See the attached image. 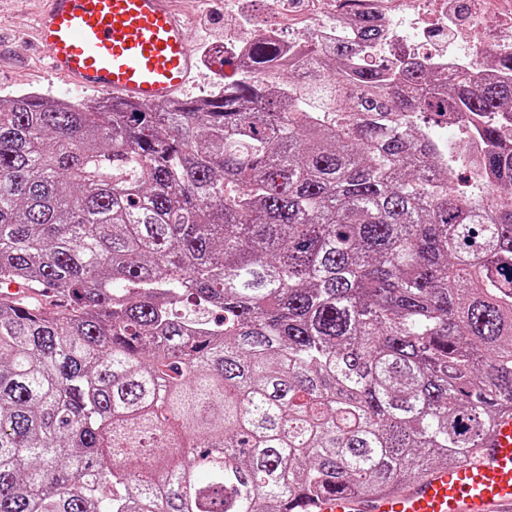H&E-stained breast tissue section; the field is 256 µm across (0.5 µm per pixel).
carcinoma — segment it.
<instances>
[{"label":"carcinoma","mask_w":512,"mask_h":512,"mask_svg":"<svg viewBox=\"0 0 512 512\" xmlns=\"http://www.w3.org/2000/svg\"><path fill=\"white\" fill-rule=\"evenodd\" d=\"M304 54L216 49L222 87L155 107L0 98V512H299L512 408V77ZM452 147L467 163H474L480 152V145L473 143L464 127L455 126L451 129Z\"/></svg>","instance_id":"obj_1"}]
</instances>
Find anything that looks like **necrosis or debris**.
I'll list each match as a JSON object with an SVG mask.
<instances>
[{"label": "necrosis or debris", "mask_w": 512, "mask_h": 512, "mask_svg": "<svg viewBox=\"0 0 512 512\" xmlns=\"http://www.w3.org/2000/svg\"><path fill=\"white\" fill-rule=\"evenodd\" d=\"M265 4L277 17V24L259 27L243 10L232 11L236 23L224 36L229 53L247 56L253 42L263 38L279 45L282 58L295 62L305 40H313L326 49L351 29L343 15L334 14L330 0L316 2V12L327 18L319 25L298 14L287 0H265ZM359 6L361 12L372 15L383 26L378 41L361 45L360 51L366 57L394 65L414 58L442 72L469 71L480 81L487 75L485 60L512 53V29L503 31L492 46L486 45L483 38L485 23L505 9L504 0H473L476 24L453 36L441 13V0H359Z\"/></svg>", "instance_id": "necrosis-or-debris-1"}]
</instances>
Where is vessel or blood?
<instances>
[{"label":"vessel or blood","mask_w":512,"mask_h":512,"mask_svg":"<svg viewBox=\"0 0 512 512\" xmlns=\"http://www.w3.org/2000/svg\"><path fill=\"white\" fill-rule=\"evenodd\" d=\"M38 41L55 74L143 105L182 93L198 60L172 0H48ZM312 512H512V412L468 460L373 497L330 493Z\"/></svg>","instance_id":"1"}]
</instances>
